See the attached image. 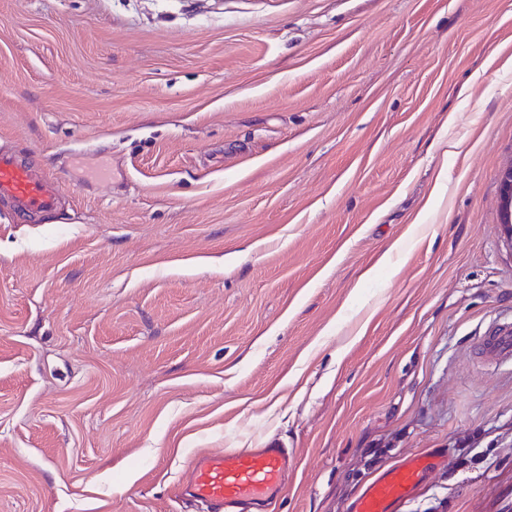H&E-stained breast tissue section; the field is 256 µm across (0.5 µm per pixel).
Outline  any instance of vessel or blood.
<instances>
[{
  "mask_svg": "<svg viewBox=\"0 0 512 512\" xmlns=\"http://www.w3.org/2000/svg\"><path fill=\"white\" fill-rule=\"evenodd\" d=\"M60 190L57 179L34 176L14 154L0 149V200L10 201L21 213L49 212L55 209ZM479 352L490 361L512 360V328L481 336ZM290 464L288 449L272 442L261 448L204 454L192 467L188 491L213 504L214 512H238L247 501L262 506L282 486ZM432 466L423 454L404 458L367 485L354 512H396Z\"/></svg>",
  "mask_w": 512,
  "mask_h": 512,
  "instance_id": "1",
  "label": "vessel or blood"
}]
</instances>
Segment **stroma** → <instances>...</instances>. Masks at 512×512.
I'll return each mask as SVG.
<instances>
[{
	"mask_svg": "<svg viewBox=\"0 0 512 512\" xmlns=\"http://www.w3.org/2000/svg\"><path fill=\"white\" fill-rule=\"evenodd\" d=\"M512 0H0V512H208L202 450L296 457L269 512H512ZM60 190L57 179L34 176L14 154L0 149V200L13 203L19 213L54 210ZM500 180L502 226L512 243V164L502 170ZM479 352L490 361L512 360V328L499 329L481 336ZM433 465L424 454L404 458L367 485L355 502L354 512H396Z\"/></svg>",
	"mask_w": 512,
	"mask_h": 512,
	"instance_id": "stroma-1",
	"label": "stroma"
}]
</instances>
